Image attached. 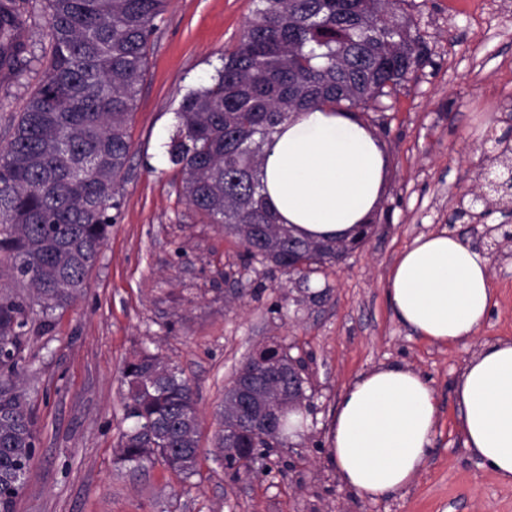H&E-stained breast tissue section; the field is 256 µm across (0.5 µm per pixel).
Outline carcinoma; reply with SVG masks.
<instances>
[{
	"label": "carcinoma",
	"instance_id": "carcinoma-1",
	"mask_svg": "<svg viewBox=\"0 0 512 512\" xmlns=\"http://www.w3.org/2000/svg\"><path fill=\"white\" fill-rule=\"evenodd\" d=\"M405 0H255L239 44L210 81L176 109L170 163L177 191L210 224L237 239L248 263L304 274L336 262L349 243L301 239L268 211L260 166L264 147L291 114L329 107L369 109L399 86L423 50ZM167 0H46L50 60L0 147V277L33 289L30 303L0 293V512H14L37 437L18 386L29 310L47 315L86 286L118 209L131 151L129 122L141 91L148 43ZM28 0H0V73L27 66ZM263 358L278 367L273 391L300 387L280 347ZM125 419L119 459L161 461L187 479L197 473L199 419L191 382L145 352L123 371ZM241 390L224 393L216 454L228 465L257 436L238 415Z\"/></svg>",
	"mask_w": 512,
	"mask_h": 512
}]
</instances>
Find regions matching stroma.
I'll use <instances>...</instances> for the list:
<instances>
[{"mask_svg": "<svg viewBox=\"0 0 512 512\" xmlns=\"http://www.w3.org/2000/svg\"><path fill=\"white\" fill-rule=\"evenodd\" d=\"M405 0L425 53L408 79L369 109L386 159L375 229L315 275L321 299L297 279L244 263L223 227L202 223L175 186L166 145L189 88L209 80L239 43L252 0H169L157 21L130 124L120 207L84 291L53 312L27 343L19 384L38 437L32 477L15 512H512V485L464 444L454 382L480 342L512 339V244L491 254L486 224L453 220L497 154L512 114V0ZM33 60L0 77V142H7L50 49L42 0H31ZM445 230L488 256L496 304L468 343L440 346L395 315L385 293L398 255L420 235ZM302 359L310 398L303 435L268 449V470L236 479L212 448L224 392L241 363L268 346ZM159 354L194 385L198 472L184 480L160 462L136 468L118 448L128 423L122 372ZM398 363L434 388L438 422L422 471L394 497L343 489L330 462L329 426L342 390L362 373Z\"/></svg>", "mask_w": 512, "mask_h": 512, "instance_id": "35a3bbf8", "label": "stroma"}]
</instances>
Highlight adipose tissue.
Masks as SVG:
<instances>
[{
    "label": "adipose tissue",
    "mask_w": 512,
    "mask_h": 512,
    "mask_svg": "<svg viewBox=\"0 0 512 512\" xmlns=\"http://www.w3.org/2000/svg\"><path fill=\"white\" fill-rule=\"evenodd\" d=\"M265 152L266 202L296 235L347 241L369 220L385 157L350 114H292ZM385 292L404 324L443 345L473 340L494 305L486 258L444 230L419 236L399 255ZM456 393L466 447L512 484V341L481 345ZM437 417L434 390L416 371L387 365L362 374L343 390L331 425L339 482L366 499L391 498L427 462Z\"/></svg>",
    "instance_id": "obj_1"
}]
</instances>
